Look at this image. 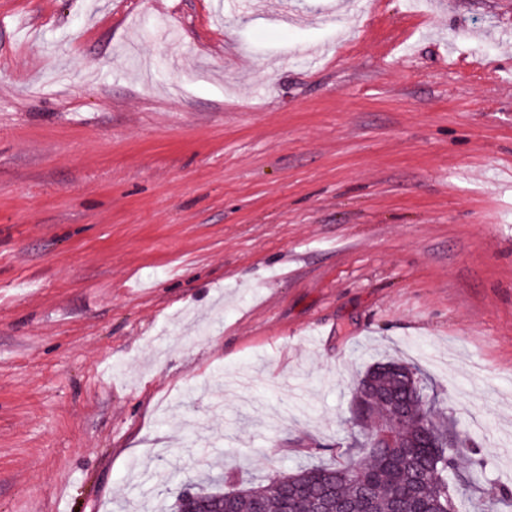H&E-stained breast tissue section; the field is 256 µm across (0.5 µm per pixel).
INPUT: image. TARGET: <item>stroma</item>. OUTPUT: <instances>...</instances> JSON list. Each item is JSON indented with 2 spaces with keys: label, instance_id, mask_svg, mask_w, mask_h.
<instances>
[{
  "label": "stroma",
  "instance_id": "obj_1",
  "mask_svg": "<svg viewBox=\"0 0 512 512\" xmlns=\"http://www.w3.org/2000/svg\"><path fill=\"white\" fill-rule=\"evenodd\" d=\"M389 358L512 486V0H0V512L336 465Z\"/></svg>",
  "mask_w": 512,
  "mask_h": 512
}]
</instances>
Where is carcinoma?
Segmentation results:
<instances>
[{
	"instance_id": "obj_1",
	"label": "carcinoma",
	"mask_w": 512,
	"mask_h": 512,
	"mask_svg": "<svg viewBox=\"0 0 512 512\" xmlns=\"http://www.w3.org/2000/svg\"><path fill=\"white\" fill-rule=\"evenodd\" d=\"M401 399L407 420L396 444L379 445L376 428L393 414L387 397ZM354 419L361 427L356 454L334 467H306L265 483L237 490L235 512H319L318 497L288 498L297 487L336 491V502L346 512H462L461 500L470 490L466 482H448L466 441L436 419L435 408L425 401L418 375L399 360L370 365L353 395ZM206 504L219 508L215 492L185 488L170 512ZM512 507V493L494 489L484 500L486 512Z\"/></svg>"
}]
</instances>
